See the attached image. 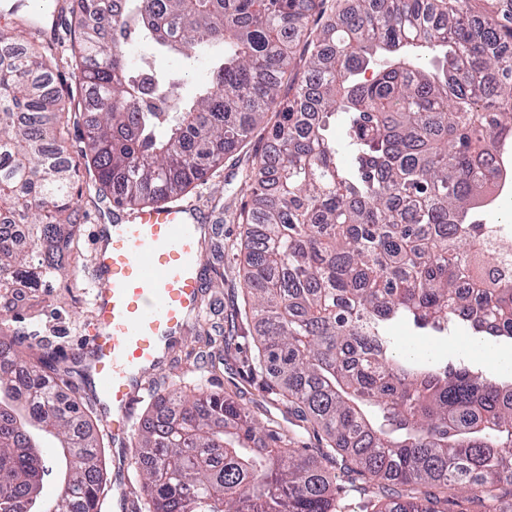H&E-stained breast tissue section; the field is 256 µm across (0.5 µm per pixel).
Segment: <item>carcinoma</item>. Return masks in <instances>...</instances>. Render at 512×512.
Masks as SVG:
<instances>
[{
    "instance_id": "obj_1",
    "label": "carcinoma",
    "mask_w": 512,
    "mask_h": 512,
    "mask_svg": "<svg viewBox=\"0 0 512 512\" xmlns=\"http://www.w3.org/2000/svg\"><path fill=\"white\" fill-rule=\"evenodd\" d=\"M70 0L84 95L56 85L24 31L0 35V317L15 288H52L74 247L80 175L134 211L179 196L246 145L260 155L241 207L247 364L268 375L324 448H284L238 395L172 388L135 447L148 512H512V368L488 379L405 346L404 321L512 344V224L486 242L479 209L512 152V10L459 0ZM307 69L280 96L294 50ZM208 63L191 97L148 55ZM85 119L83 168L62 129ZM58 352L0 337V512H102L110 481ZM265 445L256 447L258 432ZM58 441L46 458L39 438ZM344 461L343 476L323 462ZM55 476L58 496L41 499ZM424 486L423 494L391 492Z\"/></svg>"
}]
</instances>
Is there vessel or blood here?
I'll use <instances>...</instances> for the list:
<instances>
[{"label": "vessel or blood", "mask_w": 512, "mask_h": 512, "mask_svg": "<svg viewBox=\"0 0 512 512\" xmlns=\"http://www.w3.org/2000/svg\"><path fill=\"white\" fill-rule=\"evenodd\" d=\"M201 226L165 201L114 221L94 258V374L113 439L126 441L145 374L164 370L188 316L199 314Z\"/></svg>", "instance_id": "obj_1"}]
</instances>
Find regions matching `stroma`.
<instances>
[{
	"instance_id": "stroma-1",
	"label": "stroma",
	"mask_w": 512,
	"mask_h": 512,
	"mask_svg": "<svg viewBox=\"0 0 512 512\" xmlns=\"http://www.w3.org/2000/svg\"><path fill=\"white\" fill-rule=\"evenodd\" d=\"M69 7V0H59L53 15L54 34H37L30 29L31 16L42 9L40 0H34L29 14L24 16L0 12V32L25 29L27 40L50 58L58 87L75 91L81 86V77L72 58L73 30ZM265 145L264 135H254L244 148L226 157L223 165L206 180L198 182L181 196L182 201L194 206L202 224L209 229L204 244L205 276L211 279L216 272H223L224 286L216 293L207 294V303L203 305L198 321L190 322L185 329L183 339L170 353L165 372L146 377V388L132 421L134 429H141L167 386L175 383L190 387L209 383L217 390L240 392L245 406L260 423L274 420L284 426L292 425L303 442L312 446L317 443L311 424L293 420L280 396L266 389L265 373L251 372L243 367V357L255 353V330L251 321H243L242 337L235 345L227 347L219 341L204 351L195 349L199 329L218 334L225 315L243 304L239 286L243 256L238 215L246 199V182ZM73 192L81 199V209L78 243L71 265L51 291L28 290L23 298L15 300L17 319L9 324L11 331L23 336L26 343L55 349L72 360L78 358L86 344L92 318L90 280L98 240L97 226L111 207L109 200L86 178L75 180Z\"/></svg>"
}]
</instances>
